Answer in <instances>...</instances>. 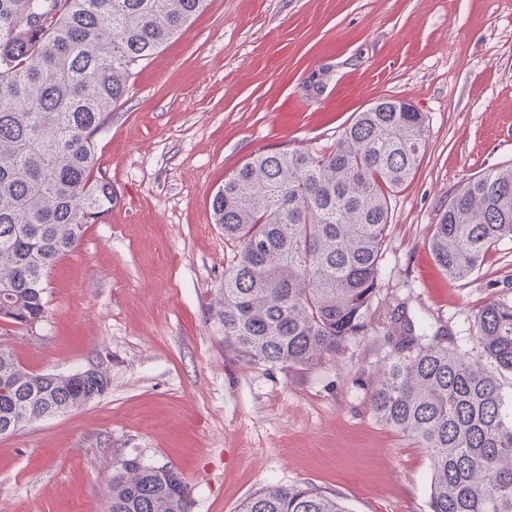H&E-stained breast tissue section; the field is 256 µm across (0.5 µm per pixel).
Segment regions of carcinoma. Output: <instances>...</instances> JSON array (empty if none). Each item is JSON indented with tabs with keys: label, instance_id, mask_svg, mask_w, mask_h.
Here are the masks:
<instances>
[{
	"label": "carcinoma",
	"instance_id": "carcinoma-1",
	"mask_svg": "<svg viewBox=\"0 0 512 512\" xmlns=\"http://www.w3.org/2000/svg\"><path fill=\"white\" fill-rule=\"evenodd\" d=\"M210 0H0V293L26 328L47 318L50 271L112 208L97 142L135 69ZM424 113L385 98L357 113L330 149L257 153L211 201L234 254L213 317L224 344L250 365L310 367L368 333L386 250L391 201L419 167ZM512 239V166L489 169L448 195L428 239L452 279ZM370 393L373 414L429 455L431 512H512V302L476 315L485 360L448 344L443 326L415 332L407 303ZM493 364L488 368L484 361ZM0 344V426L62 415L99 379L59 384ZM108 512H191L177 470L139 455L112 471ZM240 512H349L306 484L262 488Z\"/></svg>",
	"mask_w": 512,
	"mask_h": 512
}]
</instances>
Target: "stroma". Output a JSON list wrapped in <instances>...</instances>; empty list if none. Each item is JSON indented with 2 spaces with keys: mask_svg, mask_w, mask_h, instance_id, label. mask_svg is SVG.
<instances>
[{
  "mask_svg": "<svg viewBox=\"0 0 512 512\" xmlns=\"http://www.w3.org/2000/svg\"><path fill=\"white\" fill-rule=\"evenodd\" d=\"M383 97L424 112L421 164L392 202L367 335L307 369L251 366L211 307L230 251L210 203L248 157L320 149ZM98 163L116 201L47 285L49 314L0 343L30 370L93 366L92 403L0 437V512H108L120 458L175 467L192 512L305 483L350 512H430L425 449L370 409L388 307L479 354L474 317L512 301V240L453 281L428 249L457 186L512 165V0H211L137 76Z\"/></svg>",
  "mask_w": 512,
  "mask_h": 512,
  "instance_id": "obj_1",
  "label": "stroma"
}]
</instances>
